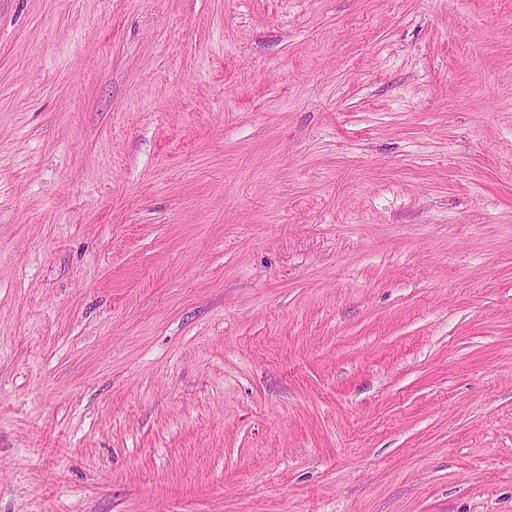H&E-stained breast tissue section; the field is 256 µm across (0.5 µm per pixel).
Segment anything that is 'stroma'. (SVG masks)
<instances>
[{
  "label": "stroma",
  "mask_w": 512,
  "mask_h": 512,
  "mask_svg": "<svg viewBox=\"0 0 512 512\" xmlns=\"http://www.w3.org/2000/svg\"><path fill=\"white\" fill-rule=\"evenodd\" d=\"M0 512H512V0H0Z\"/></svg>",
  "instance_id": "stroma-1"
}]
</instances>
